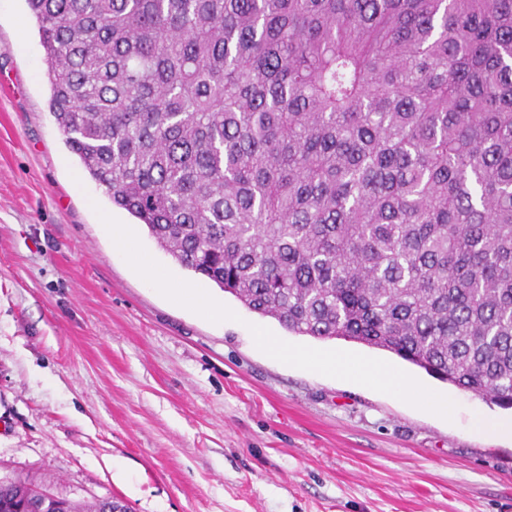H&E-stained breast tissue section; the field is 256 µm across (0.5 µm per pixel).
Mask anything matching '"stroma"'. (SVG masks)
I'll return each instance as SVG.
<instances>
[{
	"label": "stroma",
	"instance_id": "obj_1",
	"mask_svg": "<svg viewBox=\"0 0 512 512\" xmlns=\"http://www.w3.org/2000/svg\"><path fill=\"white\" fill-rule=\"evenodd\" d=\"M25 0H0V480L130 512H512L506 411L381 349L288 332L181 267L114 205L49 110ZM121 227L223 321L173 302L113 246ZM385 363L417 407L255 342ZM473 425L483 432L501 438L512 439V419L478 416Z\"/></svg>",
	"mask_w": 512,
	"mask_h": 512
}]
</instances>
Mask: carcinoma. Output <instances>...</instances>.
I'll return each mask as SVG.
<instances>
[{"instance_id":"carcinoma-1","label":"carcinoma","mask_w":512,"mask_h":512,"mask_svg":"<svg viewBox=\"0 0 512 512\" xmlns=\"http://www.w3.org/2000/svg\"><path fill=\"white\" fill-rule=\"evenodd\" d=\"M26 2L66 145L181 266L512 408V0Z\"/></svg>"}]
</instances>
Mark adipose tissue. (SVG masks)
<instances>
[{
	"instance_id": "adipose-tissue-1",
	"label": "adipose tissue",
	"mask_w": 512,
	"mask_h": 512,
	"mask_svg": "<svg viewBox=\"0 0 512 512\" xmlns=\"http://www.w3.org/2000/svg\"><path fill=\"white\" fill-rule=\"evenodd\" d=\"M114 243L118 249L126 253L133 265L146 274L155 287L167 293L172 300L192 307L213 320H223V310L213 307L207 301L202 289L187 288L172 283L162 270L155 268L149 259L133 246L127 234L117 232ZM305 360L318 368L336 372L346 378L394 389L415 405L426 407L430 404L427 393L405 383L402 376L391 367L353 359L339 352L329 356L309 354L306 355Z\"/></svg>"
}]
</instances>
